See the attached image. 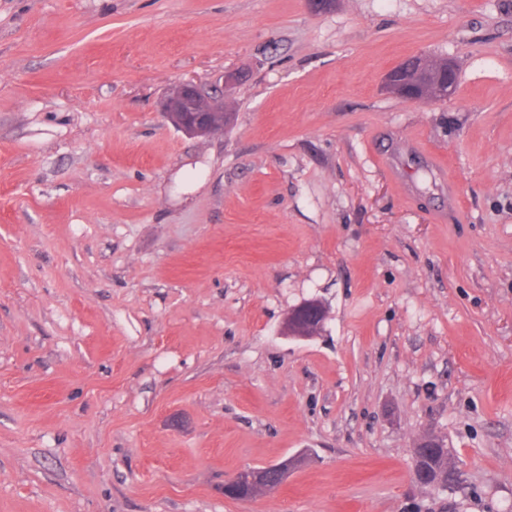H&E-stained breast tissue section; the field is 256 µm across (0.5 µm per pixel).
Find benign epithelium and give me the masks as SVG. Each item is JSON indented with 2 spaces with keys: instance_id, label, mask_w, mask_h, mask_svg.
I'll use <instances>...</instances> for the list:
<instances>
[{
  "instance_id": "obj_1",
  "label": "benign epithelium",
  "mask_w": 512,
  "mask_h": 512,
  "mask_svg": "<svg viewBox=\"0 0 512 512\" xmlns=\"http://www.w3.org/2000/svg\"><path fill=\"white\" fill-rule=\"evenodd\" d=\"M457 72L452 62L445 63L436 79V93L447 96L456 85ZM428 72L419 70L409 78L397 68L392 69L386 77L387 88L398 97L412 102L428 99ZM164 114L168 121L187 135H216L224 133V125L230 122V113L224 112V90L205 89L192 83H182L167 98ZM327 312L318 300H308L290 310L282 324L285 335L297 339H309L322 329ZM441 444L440 438L425 434L414 444V460L411 478L422 487L436 489L441 486L438 481L430 482L421 471L418 460L421 449L436 448ZM292 461L269 465L254 472V480L263 485V490L276 489L288 479Z\"/></svg>"
}]
</instances>
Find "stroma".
<instances>
[{"label": "stroma", "mask_w": 512, "mask_h": 512, "mask_svg": "<svg viewBox=\"0 0 512 512\" xmlns=\"http://www.w3.org/2000/svg\"><path fill=\"white\" fill-rule=\"evenodd\" d=\"M0 512H512V0H0ZM428 72L418 70L412 77H403L399 68H393L386 77L387 88L398 97L412 102H422L427 99L429 84ZM165 117L178 130L187 135L224 134L231 119L224 118V89H205L192 83H182L167 98ZM326 317V308L320 301L308 300L288 312L282 330L287 336L309 339L319 333ZM305 325H308L307 329ZM441 444L440 438L433 434H425L420 437L414 444V463L411 469V478L414 482L422 487L436 489L441 486L448 489L449 492L454 491L459 484V472L451 466L450 449L439 448ZM421 448H429V455L426 456L425 463L429 479L433 480L437 477L439 481L429 482L425 477V472L420 471L418 460L421 458ZM291 464L292 461L287 459L284 462L266 466L263 470H258L253 473L254 480L261 484L265 491L279 488L287 481L288 473L292 467ZM266 471H269L271 479L265 477Z\"/></svg>", "instance_id": "obj_1"}]
</instances>
